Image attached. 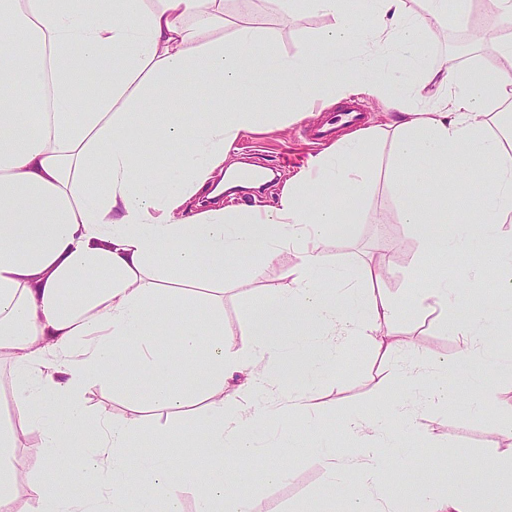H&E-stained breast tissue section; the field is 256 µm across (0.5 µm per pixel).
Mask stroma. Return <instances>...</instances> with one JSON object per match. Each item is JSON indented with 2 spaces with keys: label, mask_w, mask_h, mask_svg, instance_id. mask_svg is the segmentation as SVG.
Returning a JSON list of instances; mask_svg holds the SVG:
<instances>
[{
  "label": "stroma",
  "mask_w": 512,
  "mask_h": 512,
  "mask_svg": "<svg viewBox=\"0 0 512 512\" xmlns=\"http://www.w3.org/2000/svg\"><path fill=\"white\" fill-rule=\"evenodd\" d=\"M406 7L430 33L426 47L428 62H448L460 56L471 64L479 61L496 64L491 44L475 43L469 36L457 37L455 30L449 29L446 18L429 14L426 0H407ZM228 16L235 23L248 22L265 29L273 36L278 51L288 55L318 49L316 37L328 24L325 17L304 9L281 13L274 0H251L246 9L229 11ZM326 117V112L322 111L301 117L282 129L264 126L259 132L238 140L228 153V163L274 164L278 171L270 186L236 193V204L245 207L274 204L286 179L307 165L310 157L319 151L318 146L305 138L304 129L322 123ZM389 150V143L381 139L369 146L367 160L372 173L356 211V221L345 225L341 234L327 242L324 254L327 262L336 264L349 260L360 266L379 256H388L392 270L382 289L406 299L418 289L423 270L455 274L473 265L474 252L462 248L450 259L424 257L416 234L401 222L398 196L385 174ZM258 259L255 253L240 257L224 276V344L232 351L241 350L247 344V332L258 299L288 286L286 272L298 265L300 252L296 249L282 251L274 262L265 266L262 278L254 281L249 279L247 269ZM400 327L402 341L417 343L422 359L456 357L460 347L458 337L436 323L434 317L417 316L408 308L402 314ZM341 356L342 363L328 368L313 395L326 427L324 436H306L301 448L288 452L280 446L276 432L301 427L302 422L296 414L284 409L270 421L271 433L259 444L254 456L235 460V467L249 475L245 492L255 512H297L301 507L308 512H346L345 501L330 493L327 487V474L317 444L323 439L337 453H347L355 442L337 429V420L358 411L392 406L404 397L406 390L397 382L382 390L377 388L384 366L365 338L346 343ZM83 404L93 415L105 414L117 420L140 418L144 436L138 451L142 454L152 452L157 434L181 423L180 417L155 410L148 401L133 399L108 383L87 390ZM485 421V416L471 413L462 402L433 409L431 427L441 446L465 456L470 465L467 473L442 475L441 490L475 482L488 452ZM287 454L291 455L292 462L286 480L271 484L265 478L255 477L256 469L266 468Z\"/></svg>",
  "instance_id": "35a3bbf8"
}]
</instances>
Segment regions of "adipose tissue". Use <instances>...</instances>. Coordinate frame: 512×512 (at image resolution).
<instances>
[{
    "label": "adipose tissue",
    "mask_w": 512,
    "mask_h": 512,
    "mask_svg": "<svg viewBox=\"0 0 512 512\" xmlns=\"http://www.w3.org/2000/svg\"><path fill=\"white\" fill-rule=\"evenodd\" d=\"M277 2L285 12L303 3L329 18L319 36L325 52L281 54L253 27L224 41V0H0V31L16 36L0 48V357L14 364V416L39 433L50 472L49 479L22 482L12 463L17 439L1 428L0 512L22 488L35 512H156L161 496L167 512H181L179 492L189 483L199 488L197 512H253L227 463L255 453V422L278 402L270 396L265 406L252 407L242 392H225L226 379L243 375L242 391L270 395L271 368L311 353L307 389L289 388L286 398L308 428L321 431L309 391L352 336L367 337L411 392L391 408L341 420L358 442L352 453L322 450L330 490L347 512H512V481H503L512 478V454L489 456L476 486L438 495L441 473L461 474L468 464L428 433L430 403L462 398L478 414L497 408L490 444L512 437V405L501 403L488 382L489 374L512 367V355L491 345L493 334H512V319L500 312L502 295L512 294V249L484 254L455 281L436 280L414 298L415 310L438 313L460 339L454 363L432 359L423 367L408 363L415 347L398 338L396 297L369 296L351 264H328L323 254L367 183L371 130H357L311 158L275 205L204 212L187 206L211 187L234 143L256 130L259 117L247 97L273 67L294 101L288 111L272 113L279 127L356 93L386 104L390 179L429 187L423 197H401L402 223L427 255H453L463 242L480 247L512 217V154L490 130L494 108L512 101V39L497 42L502 65L443 71L428 65L427 31L405 0ZM365 42L373 51L360 58L335 52ZM188 72L224 101L189 138L179 115L191 103L181 80ZM91 73L105 76L108 86L84 106L74 89ZM22 81L34 90L50 87L49 111H24ZM160 98L179 107L163 123L154 110ZM132 126L154 141L165 165L144 163L127 136ZM429 160L435 169L426 168ZM484 168L492 177L481 213L464 226L449 224V201L465 196L469 173ZM320 187L340 193V201L312 203ZM260 241L266 261L292 247L301 260L288 272V287L255 316L248 347L232 352L224 346V265ZM89 275L98 283L83 287ZM489 276L495 288L465 306L466 292ZM165 335L176 340L169 355L154 343ZM196 360L201 366L183 391L164 383L170 367ZM141 368L152 373L146 391L160 408L206 400L202 427L187 422L179 428L208 448L205 472H177L158 452L132 458L135 421L85 410L87 389L105 382L126 387L129 371ZM461 382L467 386L462 396L456 391ZM397 422L428 434L426 450L439 462L390 496L383 486L405 457L393 431ZM77 454L84 464L70 468ZM144 478L156 493L142 491ZM74 487L92 489V498L71 496Z\"/></svg>",
    "instance_id": "obj_1"
}]
</instances>
